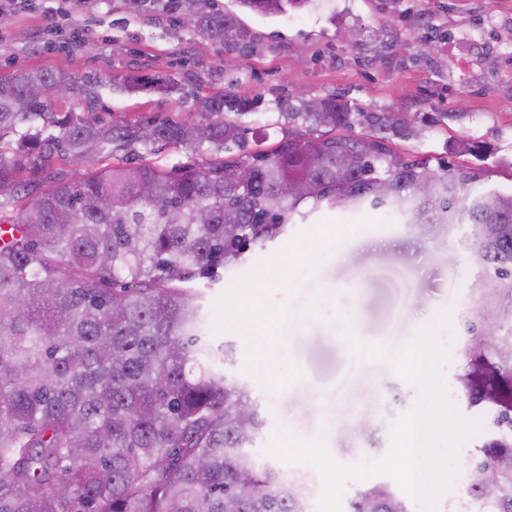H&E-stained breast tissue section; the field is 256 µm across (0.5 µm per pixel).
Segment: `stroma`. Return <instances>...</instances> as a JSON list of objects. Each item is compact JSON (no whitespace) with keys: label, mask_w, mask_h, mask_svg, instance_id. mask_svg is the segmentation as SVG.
Wrapping results in <instances>:
<instances>
[{"label":"stroma","mask_w":512,"mask_h":512,"mask_svg":"<svg viewBox=\"0 0 512 512\" xmlns=\"http://www.w3.org/2000/svg\"><path fill=\"white\" fill-rule=\"evenodd\" d=\"M212 9L238 12L243 43L218 41L167 16H144L125 0H17L0 18V76L18 69L66 72L90 82L65 94L58 112L96 114L115 124L134 120H200L194 101L177 105L153 92L123 94L108 76L174 77L198 95L224 90L259 99L244 117L248 148L282 137L273 101L297 93L338 96L355 112H400L415 129L396 140L401 154L480 169L481 186L512 192V0H313L268 18L235 0ZM448 113L441 124L430 116ZM461 139L482 144L485 158L455 155ZM322 230L332 238L320 260L294 249ZM474 266L455 234L421 235L389 211L326 210L289 225L288 233L247 254L205 291L208 334L236 348L227 372L245 380L266 424L254 455L310 482L313 512H322L325 479L298 456L319 443L339 467L353 469L342 498L375 483L402 492L388 473L360 475L386 458L395 425L422 399L420 387L390 363L425 327L438 330L449 354L440 367L458 413L477 422L458 451L449 492L466 495L467 458L485 437L480 412L468 409L455 375L462 318L481 302L469 294ZM450 313V328L439 320ZM386 356L352 352L345 329Z\"/></svg>","instance_id":"1"}]
</instances>
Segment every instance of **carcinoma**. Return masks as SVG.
Segmentation results:
<instances>
[{"mask_svg":"<svg viewBox=\"0 0 512 512\" xmlns=\"http://www.w3.org/2000/svg\"><path fill=\"white\" fill-rule=\"evenodd\" d=\"M133 2L219 41L246 38L239 16L210 0ZM309 2L236 0L265 16ZM52 87L78 89L62 71L0 77V512H311L300 478L251 451L260 404L224 371L232 347L206 338L200 286L284 237L296 216L366 207L426 236L468 228L482 306L461 324L457 382L489 413L470 469L497 472L468 494L481 512H512V193L477 188L473 168L398 154L401 113L352 112L336 97L281 99L283 137L249 151L238 119L256 105L226 91L205 99L197 124H106L53 111L37 95ZM115 87L192 95L173 78ZM160 142L206 158L158 165L148 156ZM56 161L87 167L70 178ZM290 184L305 192L284 193ZM491 322L500 339L486 350ZM346 512L411 510L378 483Z\"/></svg>","mask_w":512,"mask_h":512,"instance_id":"cac0c4a2","label":"carcinoma"}]
</instances>
